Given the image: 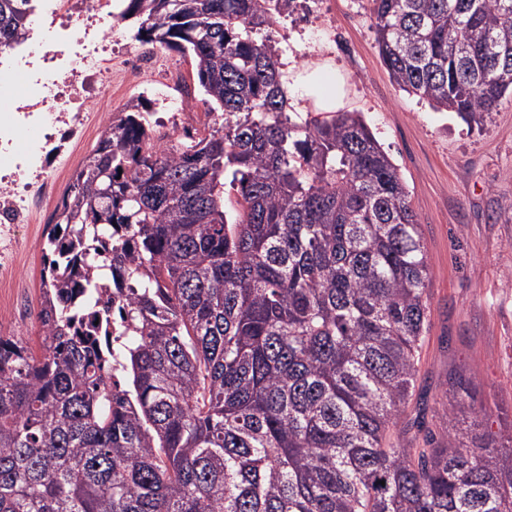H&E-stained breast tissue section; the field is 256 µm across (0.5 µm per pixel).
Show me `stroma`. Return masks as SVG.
Here are the masks:
<instances>
[{"label":"stroma","instance_id":"stroma-1","mask_svg":"<svg viewBox=\"0 0 512 512\" xmlns=\"http://www.w3.org/2000/svg\"><path fill=\"white\" fill-rule=\"evenodd\" d=\"M271 33L295 61L332 64L344 80V109L361 113L407 184L430 267V329L417 390L427 395L426 425L443 434L448 376L472 377L493 432L512 429V96L481 124L438 112L391 80L372 28L369 0H318L276 17ZM112 81L97 86L107 109L66 167L67 189L113 117L133 98L165 122L167 97L192 80L188 58L159 52L161 81L128 75L126 53L139 49L131 23L102 26ZM54 212L24 225L13 243L19 263L4 291L0 334L36 338L41 244Z\"/></svg>","mask_w":512,"mask_h":512}]
</instances>
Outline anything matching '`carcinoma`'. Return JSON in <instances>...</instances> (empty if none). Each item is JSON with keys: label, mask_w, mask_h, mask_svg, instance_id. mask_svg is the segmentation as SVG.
Listing matches in <instances>:
<instances>
[{"label": "carcinoma", "mask_w": 512, "mask_h": 512, "mask_svg": "<svg viewBox=\"0 0 512 512\" xmlns=\"http://www.w3.org/2000/svg\"><path fill=\"white\" fill-rule=\"evenodd\" d=\"M291 2L119 13L222 123L168 146L132 101L63 194L38 348L0 335V512H512V436L477 432L472 380L448 436L399 428L423 412L420 224L358 113L291 120L266 33ZM371 2L400 90L473 122L512 93V0ZM33 11L0 0V52Z\"/></svg>", "instance_id": "obj_1"}]
</instances>
